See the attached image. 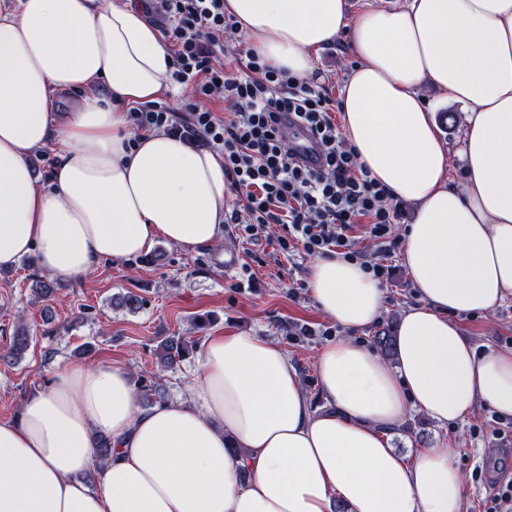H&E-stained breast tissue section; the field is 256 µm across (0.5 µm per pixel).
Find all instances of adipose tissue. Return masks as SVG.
Listing matches in <instances>:
<instances>
[{"mask_svg":"<svg viewBox=\"0 0 512 512\" xmlns=\"http://www.w3.org/2000/svg\"><path fill=\"white\" fill-rule=\"evenodd\" d=\"M224 9L252 48L300 78L346 37L357 63L339 94L344 136L393 199L415 206L402 263L422 302L403 313L387 362L353 338L379 317L383 284L336 255L311 263L314 301L346 331L317 354L321 408L284 348L253 334L209 337L186 397L146 410L127 367L59 366L0 421V512H462L453 449L410 457L384 430L414 411L461 421L480 403L512 417V351L477 349L448 319L512 297V0ZM169 65L133 0L0 5V268L31 255L76 281L160 239L189 252L221 245L220 155L159 131L131 140L128 110L157 100ZM99 81L106 95L56 111L52 89ZM427 85L469 111L458 152L440 138ZM52 142L45 186L30 157ZM101 435L112 442L104 461Z\"/></svg>","mask_w":512,"mask_h":512,"instance_id":"ef3b65f1","label":"adipose tissue"}]
</instances>
